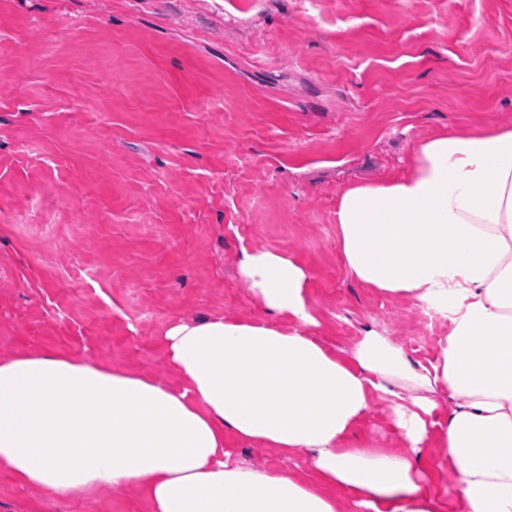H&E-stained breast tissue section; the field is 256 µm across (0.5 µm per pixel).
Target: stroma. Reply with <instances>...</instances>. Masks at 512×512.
Instances as JSON below:
<instances>
[{"label": "stroma", "instance_id": "stroma-1", "mask_svg": "<svg viewBox=\"0 0 512 512\" xmlns=\"http://www.w3.org/2000/svg\"><path fill=\"white\" fill-rule=\"evenodd\" d=\"M512 126V0H0V358L46 351L174 380L164 335L281 324L244 249L306 267L327 345L373 328L434 359L422 311L345 270L336 207L443 131ZM257 468L304 458L225 435ZM355 442L394 448L373 403ZM0 512H147L122 487Z\"/></svg>", "mask_w": 512, "mask_h": 512}]
</instances>
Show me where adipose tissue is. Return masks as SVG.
<instances>
[{"label": "adipose tissue", "instance_id": "obj_1", "mask_svg": "<svg viewBox=\"0 0 512 512\" xmlns=\"http://www.w3.org/2000/svg\"><path fill=\"white\" fill-rule=\"evenodd\" d=\"M336 224L355 280L448 320L429 365L375 331L331 350L314 334L309 271L253 250L240 273L291 327L174 323L177 385L75 355L0 359V476L50 496L124 486L148 512H512V128L422 141L408 170L346 187ZM377 398L396 449L351 444ZM228 432L306 454L315 481L237 461Z\"/></svg>", "mask_w": 512, "mask_h": 512}]
</instances>
